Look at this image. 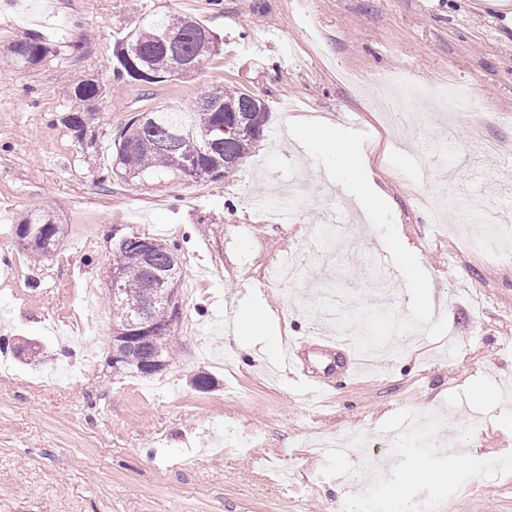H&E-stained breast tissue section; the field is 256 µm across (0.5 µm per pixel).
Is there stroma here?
<instances>
[{
    "label": "stroma",
    "instance_id": "1",
    "mask_svg": "<svg viewBox=\"0 0 512 512\" xmlns=\"http://www.w3.org/2000/svg\"><path fill=\"white\" fill-rule=\"evenodd\" d=\"M149 8L196 19L224 39L189 78L144 86L114 76L112 47L137 27L134 0H12L0 7V512H344L355 488L338 480L391 469L380 495L396 512L427 495L433 512H512V262L473 248L460 212L439 222L416 195H431L416 162L426 141L438 176L461 193L480 192L512 223V0H146ZM28 33L49 53L19 67L6 47ZM406 72L422 94L417 129L398 131L376 98L384 79ZM90 73L106 82L94 105L96 151L63 122L86 110L72 87ZM237 87L264 101L267 136L240 166L216 181L112 179L114 141L139 112L190 105L200 90ZM467 94L455 113L434 90ZM321 119L367 133L373 182L388 196L400 239L430 278L434 317L447 334L409 335L407 350L363 374L342 372L354 345L306 348L309 381L333 387L320 408L279 366V347L316 335L308 289L345 291L373 304L388 291L408 315L402 275L385 259L381 234L363 207L287 132L291 121ZM496 141L497 155L460 148L475 136ZM308 182L337 204L344 237L339 255L310 263L302 283H273L266 268L285 252L314 251L301 225L267 215L275 193ZM263 198L264 208L252 206ZM46 209L66 234L57 251L24 250L15 225ZM133 228L175 247L182 278L180 318L169 338L172 360L152 377L112 371V307L107 287L113 228ZM382 255L371 266V255ZM93 283L97 308L80 290ZM248 309L266 315L278 347L246 358L250 335L226 329ZM37 341L47 360L15 355ZM97 370L67 388L60 363L81 365L86 348ZM279 373H272V366ZM214 385L197 389V375ZM447 417L438 443L413 446L387 461L389 441L416 413ZM363 436L364 452L328 454L323 439ZM433 479L412 474L420 466Z\"/></svg>",
    "mask_w": 512,
    "mask_h": 512
}]
</instances>
